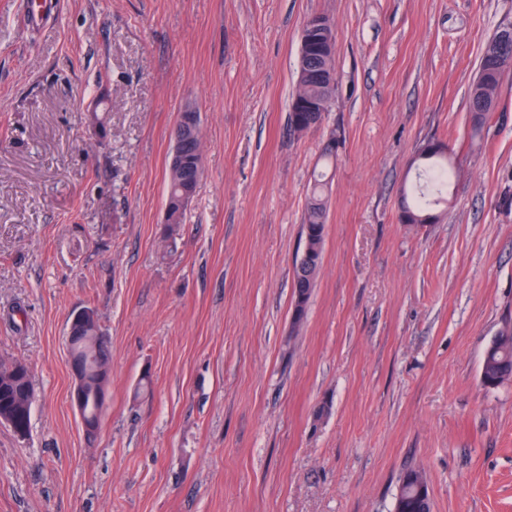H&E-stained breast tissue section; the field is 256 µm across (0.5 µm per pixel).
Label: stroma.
Wrapping results in <instances>:
<instances>
[{"label": "stroma", "instance_id": "stroma-1", "mask_svg": "<svg viewBox=\"0 0 512 512\" xmlns=\"http://www.w3.org/2000/svg\"><path fill=\"white\" fill-rule=\"evenodd\" d=\"M20 2L0 0V362L29 366L36 399L25 435L0 422V512H394L410 468L432 512H512V381L481 382L512 326V90L477 145L468 110L512 0H56L34 30ZM315 14L336 25V92L298 135ZM190 105L204 173L169 247ZM430 141L460 176L436 223L404 224ZM84 307L110 340L91 437L68 350ZM183 116L180 124L176 125L173 130L174 148L170 158L171 168L178 173L187 174L188 172V158L187 148L190 142L195 137V129L193 126V112H196L193 108H188ZM184 175L168 172L167 196L165 206L168 212V224H165L164 235L167 240L173 242L176 232L183 223L185 210L180 207L185 181ZM323 177L321 174L319 178L314 179L304 213L303 234L306 256L305 258L303 256L301 266H296L294 278L293 322L297 326L304 321L311 288L314 286L322 263L327 215L325 195L327 182L322 179Z\"/></svg>", "mask_w": 512, "mask_h": 512}]
</instances>
